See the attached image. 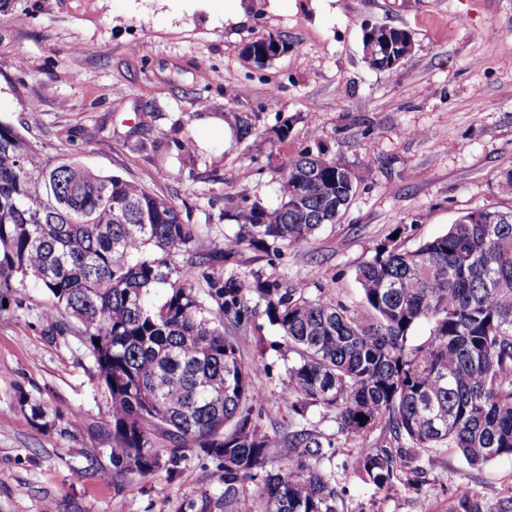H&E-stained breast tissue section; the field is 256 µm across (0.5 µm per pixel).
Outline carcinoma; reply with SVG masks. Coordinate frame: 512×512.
Returning a JSON list of instances; mask_svg holds the SVG:
<instances>
[{"label": "carcinoma", "mask_w": 512, "mask_h": 512, "mask_svg": "<svg viewBox=\"0 0 512 512\" xmlns=\"http://www.w3.org/2000/svg\"><path fill=\"white\" fill-rule=\"evenodd\" d=\"M328 150L284 165L274 207L234 214L237 242L263 251L298 247L334 224L356 176ZM495 206L461 216L417 249L382 247L356 271L361 305L283 288L252 287L230 272L195 288L209 244L164 197L77 160L49 157L0 119V287L32 276L81 333L111 406L112 467L178 471L196 448L224 468V496L258 475L272 448L293 464L262 476L249 512H339L330 471L335 437L307 427L270 434L258 422L251 367L228 332L250 320L245 293L265 302L294 359L282 404L307 419L334 414L337 433L364 437L380 423L397 443L362 448L355 469L390 488L407 451L450 448L470 466L512 459V218ZM188 255L178 265L174 257ZM165 298L153 300L155 290ZM421 322L429 334L412 341ZM450 512H512V488L494 502L453 492Z\"/></svg>", "instance_id": "carcinoma-1"}]
</instances>
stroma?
Instances as JSON below:
<instances>
[{"mask_svg": "<svg viewBox=\"0 0 512 512\" xmlns=\"http://www.w3.org/2000/svg\"><path fill=\"white\" fill-rule=\"evenodd\" d=\"M250 2L235 23L224 0H13L0 15V119L47 155L169 199L210 242L200 290L232 271L355 305L356 269L379 246L412 250L470 211L512 206L499 190L512 170V0ZM375 25L413 38L393 70L364 60ZM269 33L289 51L255 68L240 48ZM230 111L257 114L256 134L225 132ZM320 145L357 175L342 218L274 254L237 244L231 205L277 204L284 164ZM246 298L252 321L237 336L260 423L293 430L281 404L288 346L264 302ZM51 304L30 276L0 288V512H244L261 480L225 500L222 465L194 449L174 475L113 470L110 398L77 326L59 335L44 319ZM22 394L43 421L20 409ZM359 447L338 439L322 462L339 512H448L452 488L493 500L512 487V459L473 467L451 449L430 462L412 453L379 489L353 469Z\"/></svg>", "mask_w": 512, "mask_h": 512, "instance_id": "obj_1", "label": "stroma"}]
</instances>
